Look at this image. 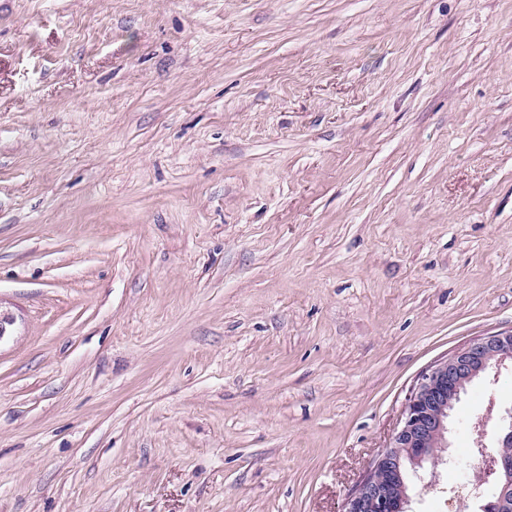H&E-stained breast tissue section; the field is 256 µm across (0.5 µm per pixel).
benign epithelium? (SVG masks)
<instances>
[{
  "label": "benign epithelium",
  "instance_id": "benign-epithelium-1",
  "mask_svg": "<svg viewBox=\"0 0 512 512\" xmlns=\"http://www.w3.org/2000/svg\"><path fill=\"white\" fill-rule=\"evenodd\" d=\"M508 362L512 363V330L475 339L425 372L406 400L389 445L378 452L369 471L345 498L342 512H410L412 494L401 449H415L413 464L419 466L435 439H440L441 447H448L446 435L453 409L448 390H455L458 396L467 384ZM485 460L486 467L474 474L475 488L492 475L503 487L512 485V457L490 453Z\"/></svg>",
  "mask_w": 512,
  "mask_h": 512
}]
</instances>
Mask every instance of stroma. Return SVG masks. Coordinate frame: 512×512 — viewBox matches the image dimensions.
Masks as SVG:
<instances>
[{
    "label": "stroma",
    "mask_w": 512,
    "mask_h": 512,
    "mask_svg": "<svg viewBox=\"0 0 512 512\" xmlns=\"http://www.w3.org/2000/svg\"><path fill=\"white\" fill-rule=\"evenodd\" d=\"M0 308V512H341L512 330V0H0ZM512 365V330L473 340L425 372L414 386L389 445L376 455L369 471L345 498L342 512H411L408 477L421 481L416 471L404 475L402 448H414V465L421 466L438 437L448 447L446 435L453 403L448 389L459 399L466 385L490 369ZM448 449V448H447Z\"/></svg>",
    "instance_id": "obj_1"
}]
</instances>
